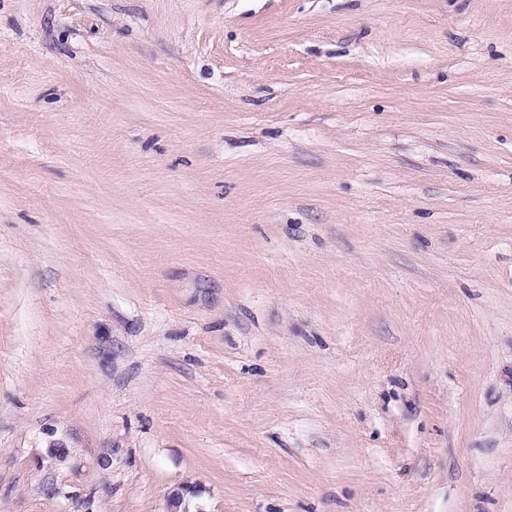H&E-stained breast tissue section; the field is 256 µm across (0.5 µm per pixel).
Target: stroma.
Listing matches in <instances>:
<instances>
[{
	"mask_svg": "<svg viewBox=\"0 0 512 512\" xmlns=\"http://www.w3.org/2000/svg\"><path fill=\"white\" fill-rule=\"evenodd\" d=\"M512 512V0H0V512Z\"/></svg>",
	"mask_w": 512,
	"mask_h": 512,
	"instance_id": "35a3bbf8",
	"label": "stroma"
}]
</instances>
